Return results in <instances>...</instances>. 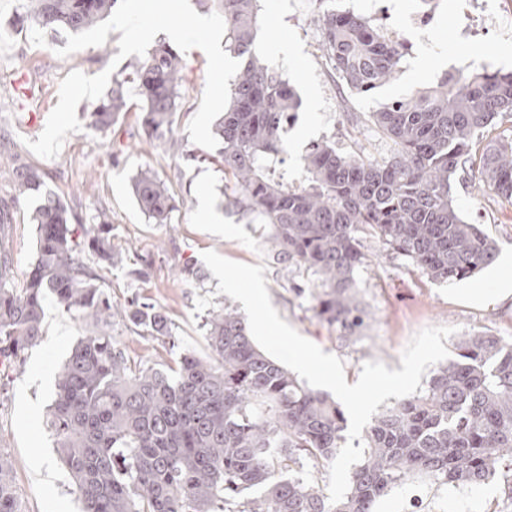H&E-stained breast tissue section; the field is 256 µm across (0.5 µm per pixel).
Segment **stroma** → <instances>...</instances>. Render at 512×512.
I'll use <instances>...</instances> for the list:
<instances>
[{
  "mask_svg": "<svg viewBox=\"0 0 512 512\" xmlns=\"http://www.w3.org/2000/svg\"><path fill=\"white\" fill-rule=\"evenodd\" d=\"M257 5L258 46L285 41L296 53L291 60L269 58L302 100L282 133L281 152L262 160L269 177L286 186L300 184V161L310 145L320 141L335 142L342 150L354 147L378 159L390 155L392 144L378 135L370 113L436 85L444 73L481 67L512 71V62L504 66L493 57L502 44L512 45V25L501 30L487 23L471 44L468 58H461L460 33L467 20L458 0H438L429 13L420 0H257ZM29 7L30 0H0V199L13 193V158L33 159L27 143L43 132L59 101L61 80L75 70L93 76L109 68L119 77L130 73L137 61L133 55L119 58L117 31L110 32L103 45L58 57L55 50L66 46L65 36L33 23L15 26V18ZM326 9L369 17L387 33L414 16H426L427 24L410 35L394 77L369 94L352 96L344 107L342 82L320 50L315 14ZM182 63L173 137L182 144L183 154H173L165 143L145 138L136 110L137 88L129 82L124 86L129 110L115 124L102 132L85 127L69 134L60 154L41 162L50 188L84 224L94 227L106 221L112 226L115 257L111 265L97 267L99 286L115 305L137 294L169 319V337L156 338L133 333L122 318H114L109 333L117 346L148 363H171L184 351L210 357L204 320L208 310L226 297L218 293V280L201 257L208 250L239 263L265 265L266 287L280 318L324 352L339 357L350 384L370 360L400 369L403 349L427 327H454V334L444 342L450 350L463 337L481 332L512 342V300H500L495 294L501 279L512 278V205L474 178L454 181L452 195L466 219L496 242L494 263L468 279L437 283L407 258L365 240L357 280L366 324L358 337L342 341L338 327L315 317L309 296L295 295L293 269L270 263L261 217L228 207L223 170L201 161L205 149L191 141L187 125L201 103L207 58L194 48L183 53ZM145 168L176 193L177 208L170 223H151L135 202L132 179ZM37 204L33 197L22 202L14 224L0 231V248L8 255L10 275L18 285L25 281L35 256L30 215ZM187 265L201 271V279L176 277V270ZM141 266L147 267L148 278L133 279L130 269ZM477 288L485 290L484 300L473 299ZM87 333L82 319L46 300L40 343L26 352L21 365L0 368V449L14 460L13 482L25 512H80L72 480L54 450L47 409L62 363ZM498 496V488L491 484L438 488L413 476L381 500L378 512H487Z\"/></svg>",
  "mask_w": 512,
  "mask_h": 512,
  "instance_id": "stroma-1",
  "label": "stroma"
}]
</instances>
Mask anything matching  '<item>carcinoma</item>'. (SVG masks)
<instances>
[{"label":"carcinoma","instance_id":"1","mask_svg":"<svg viewBox=\"0 0 512 512\" xmlns=\"http://www.w3.org/2000/svg\"><path fill=\"white\" fill-rule=\"evenodd\" d=\"M115 0H36L21 22L81 33L107 17ZM225 22L227 50L243 67L230 84L215 135L222 147L211 163L234 188L229 204L261 216L276 264H292L311 290L315 315L345 337L364 325L356 272L362 240L371 238L408 258L429 279H467L490 266L497 246L464 220L452 197L462 171L512 204V140L479 136L512 116V73L484 68L447 74L433 87L370 114L394 151L381 160L342 153L331 141L303 158V185L269 180L259 160L281 150L280 132L299 106L290 83L253 51L257 0H204ZM327 61L357 94L385 85L404 49L361 15H319ZM182 58L162 43L132 70L141 98L142 130L174 153L169 137L179 109ZM128 111L122 82L88 113L95 130ZM32 160H14V194L0 203V224L45 184ZM139 209L169 224L170 188L154 173L132 179ZM30 220L37 250L19 288L0 256V354L18 364L42 336L44 300L93 327L61 367L49 425L60 461L73 478L81 512H377L380 498L412 474L440 486L495 483L512 505V343L474 334L419 393L379 414L365 432L364 457L345 497L333 504L303 476V461L325 468L345 442L346 418L327 395L309 389L252 342L247 319L224 304L206 321L213 358L180 355L173 365H145L118 349L106 328L115 306L84 261L91 253L112 264L107 224L72 223L58 194L45 189ZM125 314L141 332L168 335L167 316L133 297ZM14 463L0 450V512H24L13 485Z\"/></svg>","mask_w":512,"mask_h":512}]
</instances>
